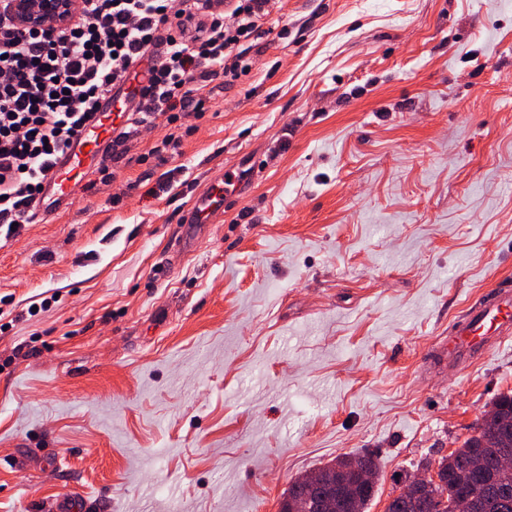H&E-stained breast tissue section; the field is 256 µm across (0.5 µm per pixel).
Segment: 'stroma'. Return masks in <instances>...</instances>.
Listing matches in <instances>:
<instances>
[{"label": "stroma", "mask_w": 512, "mask_h": 512, "mask_svg": "<svg viewBox=\"0 0 512 512\" xmlns=\"http://www.w3.org/2000/svg\"><path fill=\"white\" fill-rule=\"evenodd\" d=\"M180 153L141 130L0 233V512H279L369 451V512L512 393V339L440 359L512 287V0H278ZM148 162H141V155ZM224 221L181 215L217 168Z\"/></svg>", "instance_id": "stroma-1"}]
</instances>
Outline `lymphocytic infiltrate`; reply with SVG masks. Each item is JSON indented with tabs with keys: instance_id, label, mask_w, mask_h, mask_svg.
I'll return each instance as SVG.
<instances>
[{
	"instance_id": "f902f5d3",
	"label": "lymphocytic infiltrate",
	"mask_w": 512,
	"mask_h": 512,
	"mask_svg": "<svg viewBox=\"0 0 512 512\" xmlns=\"http://www.w3.org/2000/svg\"><path fill=\"white\" fill-rule=\"evenodd\" d=\"M0 0V227L29 223L53 158L147 53L133 128L201 116L206 79L236 75L274 0H71L67 25L20 27Z\"/></svg>"
}]
</instances>
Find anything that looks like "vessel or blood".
Listing matches in <instances>:
<instances>
[{"label": "vessel or blood", "mask_w": 512, "mask_h": 512, "mask_svg": "<svg viewBox=\"0 0 512 512\" xmlns=\"http://www.w3.org/2000/svg\"><path fill=\"white\" fill-rule=\"evenodd\" d=\"M137 83L125 86L118 99H105L100 118L86 121L71 147L58 157L44 178L45 192L32 205L35 218L69 209L83 181L111 157L112 146L122 133L131 111ZM224 176L215 177L198 193L193 207L184 215L187 224H212L224 216ZM512 336V293L506 292L472 304L450 328L441 354L450 363H474Z\"/></svg>", "instance_id": "b4317fda"}]
</instances>
